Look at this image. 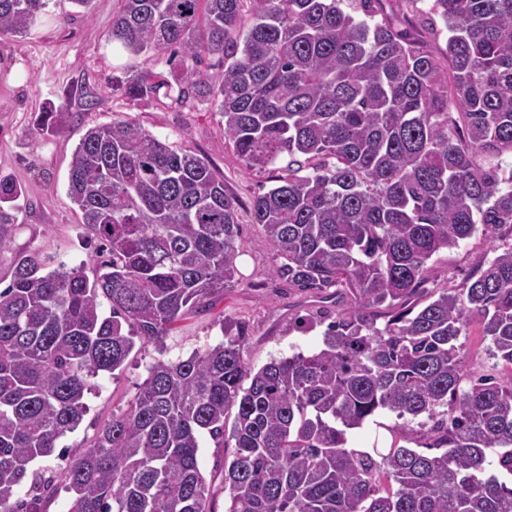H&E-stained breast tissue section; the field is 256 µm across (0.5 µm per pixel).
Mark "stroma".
Here are the masks:
<instances>
[{"mask_svg": "<svg viewBox=\"0 0 512 512\" xmlns=\"http://www.w3.org/2000/svg\"><path fill=\"white\" fill-rule=\"evenodd\" d=\"M117 7V0H91L86 8L73 0H49L39 24L27 34H0V178L22 189L12 212V247L0 252V276L7 275L16 250L22 248L39 251L57 264L93 270L97 242L88 236L68 195L70 163L86 129L119 115L160 140L207 158L227 190L239 198V283L211 308L176 323L163 346L135 347L121 370L96 377L95 390L86 396V415L60 440L65 457L48 460L58 472L113 414L127 408L156 361L186 357L216 345L225 331L241 330L243 358L256 371L273 359L320 349L325 330L316 321L295 326V317L310 313L312 306L271 274L274 253L252 212L254 196L270 183V171L245 169L225 142L221 117L210 103L181 106L163 97L134 101L121 91L126 73L148 68L165 76L169 68L163 60L113 48L110 32ZM48 106L62 114L51 133L36 126L39 112ZM491 256L489 241L474 232L433 257L429 285L437 290L465 287L467 278ZM459 342L468 378L502 375L477 323L469 324Z\"/></svg>", "mask_w": 512, "mask_h": 512, "instance_id": "obj_1", "label": "stroma"}]
</instances>
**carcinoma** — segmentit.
Listing matches in <instances>:
<instances>
[{
	"label": "carcinoma",
	"mask_w": 512,
	"mask_h": 512,
	"mask_svg": "<svg viewBox=\"0 0 512 512\" xmlns=\"http://www.w3.org/2000/svg\"><path fill=\"white\" fill-rule=\"evenodd\" d=\"M118 2L112 42L171 70L128 76L126 96L218 101L245 168L275 173L253 200L274 274L341 311L323 348L256 372L241 332L154 363L62 473L69 512H214L205 433L233 449L226 512H512V243L466 287L424 288L477 227L512 240V0H429L437 54L372 22L385 0ZM45 7L0 0V33ZM68 192L107 259L90 278L21 253L0 287V512L54 493L30 465L78 427L93 377L238 283L239 202L206 158L117 116L79 139ZM21 195L0 179V252ZM473 317L509 376L463 387ZM381 411L389 447H348Z\"/></svg>",
	"instance_id": "carcinoma-1"
}]
</instances>
